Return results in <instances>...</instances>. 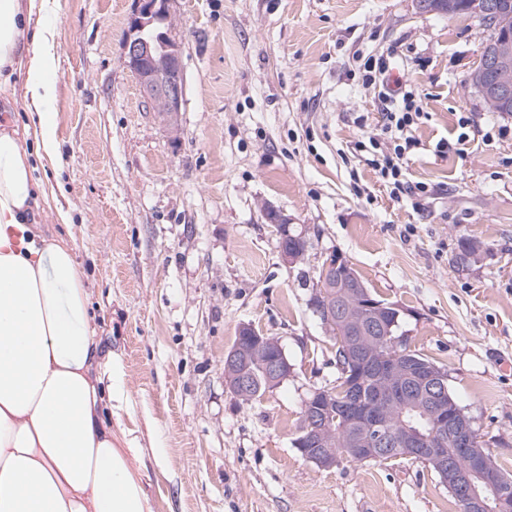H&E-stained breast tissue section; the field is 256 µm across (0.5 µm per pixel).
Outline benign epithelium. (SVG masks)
<instances>
[{
  "mask_svg": "<svg viewBox=\"0 0 512 512\" xmlns=\"http://www.w3.org/2000/svg\"><path fill=\"white\" fill-rule=\"evenodd\" d=\"M170 0H136L135 9L128 18L124 37V58L128 69L140 85L148 108L159 113L166 124L175 127L184 95L181 47L167 31L148 35L158 15L169 10ZM420 15L443 13L446 0H415ZM470 79L482 99L505 114L512 110V34L495 35L483 48ZM281 255L294 261L287 241L290 225L280 214L272 212ZM347 263L329 257L319 270L313 288V309L324 322L333 320L344 326V344L348 361L353 364L364 355V337L379 333L388 345L402 341L390 337L385 322L386 310L368 300L359 281L340 273ZM327 288H338L336 296L325 294ZM265 356L268 378L281 383L288 378L290 365L278 343H271L254 328L244 325L239 329L232 348L224 355V375L229 388L239 393L247 385L246 371L250 354ZM373 368L386 376L410 377L412 367L397 357L383 355ZM420 388L406 393L398 400L378 394L365 398L352 385H346L345 397L337 410L355 427L347 437L349 456L367 460L376 450L389 442L414 449L415 455L435 467L444 476V483L459 495L466 512H512V480L496 468L492 456L477 436L471 419L448 400V377L434 370L422 378ZM329 390L315 389L306 399L305 423L298 429L293 445L304 458L323 470L342 467L343 459L327 448L326 423L330 404ZM414 407L424 414L431 427L428 432L407 422L395 437L387 438L386 427L391 414ZM453 444L463 463L448 454L446 445Z\"/></svg>",
  "mask_w": 512,
  "mask_h": 512,
  "instance_id": "1",
  "label": "benign epithelium"
}]
</instances>
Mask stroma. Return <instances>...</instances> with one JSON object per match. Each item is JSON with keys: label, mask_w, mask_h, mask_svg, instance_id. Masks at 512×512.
Masks as SVG:
<instances>
[{"label": "stroma", "mask_w": 512, "mask_h": 512, "mask_svg": "<svg viewBox=\"0 0 512 512\" xmlns=\"http://www.w3.org/2000/svg\"><path fill=\"white\" fill-rule=\"evenodd\" d=\"M134 7L49 0L33 17L56 32L59 151L36 173L55 194L37 220L86 276L154 512H455L421 463L322 470L293 445L306 398L337 378L333 337L309 305L333 254L398 307L407 345L446 369L512 473V119L489 114L468 82L491 29L418 15L415 0H171L184 74L173 132L124 62ZM388 52L429 114L407 164L435 188L418 208L352 155L381 125L360 59ZM26 78L21 63L0 85L1 124H28ZM463 115L465 151L435 156ZM494 125L506 135L484 144ZM59 205L72 223L57 221ZM269 208L305 231L299 262L281 257ZM244 325L275 337L291 365L252 401L224 377Z\"/></svg>", "instance_id": "stroma-1"}]
</instances>
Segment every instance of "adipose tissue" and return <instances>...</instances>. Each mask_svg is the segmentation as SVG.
I'll use <instances>...</instances> for the list:
<instances>
[{
	"instance_id": "ef3b65f1",
	"label": "adipose tissue",
	"mask_w": 512,
	"mask_h": 512,
	"mask_svg": "<svg viewBox=\"0 0 512 512\" xmlns=\"http://www.w3.org/2000/svg\"><path fill=\"white\" fill-rule=\"evenodd\" d=\"M32 16L23 0H0V72L28 58L34 134L0 129V512H153L137 448L112 442L107 403L128 393L115 362L98 358L84 274L66 241L28 220L35 163L57 156L56 58Z\"/></svg>"
}]
</instances>
